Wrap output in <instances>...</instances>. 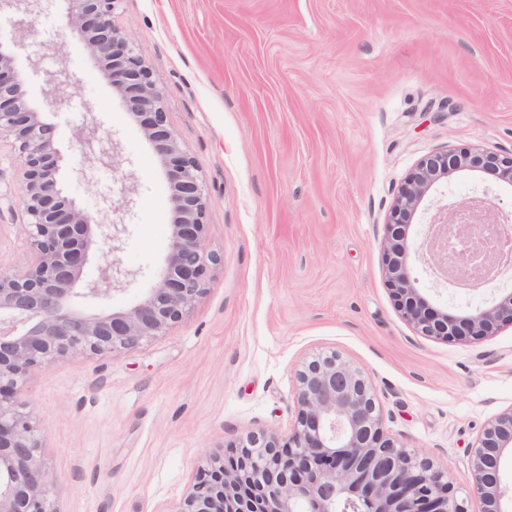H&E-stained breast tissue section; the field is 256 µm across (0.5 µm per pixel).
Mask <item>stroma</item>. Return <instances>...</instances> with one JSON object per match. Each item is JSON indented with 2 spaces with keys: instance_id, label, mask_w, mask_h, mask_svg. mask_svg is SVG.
<instances>
[{
  "instance_id": "stroma-1",
  "label": "stroma",
  "mask_w": 512,
  "mask_h": 512,
  "mask_svg": "<svg viewBox=\"0 0 512 512\" xmlns=\"http://www.w3.org/2000/svg\"><path fill=\"white\" fill-rule=\"evenodd\" d=\"M51 0L30 39L55 38L79 79L60 131L58 178L90 213L120 200L121 173L91 165L87 112L134 175L120 257L161 269L169 190L127 102L63 26ZM152 69L170 126L207 196L206 250L218 257L185 320L109 356L33 371L20 397L42 439L57 512H173L213 454L251 432L292 435L296 374L334 351L359 368L386 434L448 475L469 512L471 457L485 424L512 408V327L472 344L419 336L383 274L384 224L426 154L477 146L512 153V0H122L115 16ZM440 190L512 212V186L477 172ZM21 207L0 211V266L28 255ZM413 273L454 313L502 281L456 288Z\"/></svg>"
}]
</instances>
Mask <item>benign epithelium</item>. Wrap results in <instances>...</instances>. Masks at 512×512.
I'll use <instances>...</instances> for the list:
<instances>
[{
	"label": "benign epithelium",
	"mask_w": 512,
	"mask_h": 512,
	"mask_svg": "<svg viewBox=\"0 0 512 512\" xmlns=\"http://www.w3.org/2000/svg\"><path fill=\"white\" fill-rule=\"evenodd\" d=\"M64 26L130 106L164 168L172 222L164 266L132 305L116 308L112 296L139 271L116 256L130 200L93 217L63 194L57 173L56 126L43 120L74 100L78 78L64 66L45 72L55 58L52 37L29 43L25 35L46 0H0V17L12 32L0 34V136L13 138L23 169L19 197L27 216L26 261L0 268V512H57L55 479L41 459L40 441L18 384L60 358L105 356L161 336L181 323L205 291L217 257L206 252L205 185L193 157L169 127L151 69L124 39L114 18L121 0H64ZM30 62L19 65V55ZM46 79L42 99L29 86ZM86 155L113 167L114 142L103 144L92 117L79 129ZM482 171L512 184V154L454 147L424 156L398 189L382 241L384 276L402 318L428 338L473 343L512 326V291L462 315L432 306L418 287L410 257L435 273L475 286L512 270V216L485 199L432 203L425 230L412 232L435 186L460 171ZM293 434L283 441L249 433L229 459L214 456L192 491L173 512H468L448 477L426 457L397 445L382 427L381 410L360 370L340 354L318 355L297 372ZM512 459V408L484 426L471 463L479 512H512V491L501 483Z\"/></svg>",
	"instance_id": "7a95c632"
}]
</instances>
